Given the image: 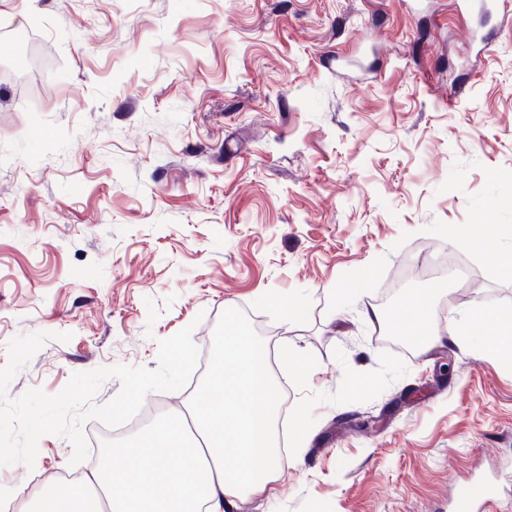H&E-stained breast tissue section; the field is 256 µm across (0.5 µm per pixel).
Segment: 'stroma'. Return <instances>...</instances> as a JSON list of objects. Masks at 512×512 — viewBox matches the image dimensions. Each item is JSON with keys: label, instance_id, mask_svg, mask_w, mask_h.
Masks as SVG:
<instances>
[{"label": "stroma", "instance_id": "35a3bbf8", "mask_svg": "<svg viewBox=\"0 0 512 512\" xmlns=\"http://www.w3.org/2000/svg\"><path fill=\"white\" fill-rule=\"evenodd\" d=\"M464 224L512 225V10L0 0V367L13 338L52 335L8 395L157 368L159 340L190 325L201 348L243 316L310 372L275 361L281 473L235 512H453L477 480L484 512H512V351L447 341L475 306L512 310V276ZM448 260L464 278L434 273ZM414 292L439 341L406 354L361 312ZM206 380L145 402L172 415ZM73 452L46 435L34 467L0 466V512L88 473Z\"/></svg>", "mask_w": 512, "mask_h": 512}]
</instances>
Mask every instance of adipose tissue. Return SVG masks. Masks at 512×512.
I'll return each instance as SVG.
<instances>
[{
	"label": "adipose tissue",
	"mask_w": 512,
	"mask_h": 512,
	"mask_svg": "<svg viewBox=\"0 0 512 512\" xmlns=\"http://www.w3.org/2000/svg\"><path fill=\"white\" fill-rule=\"evenodd\" d=\"M499 229L465 224L459 229L472 251L492 250L498 268L512 273V249H492ZM427 294L401 298L392 312L364 310L372 324L405 335L413 320L420 343L432 338ZM448 339L465 348L493 354L512 347V314L478 306L448 323ZM267 352L245 343L237 317H227L224 340L213 359L215 376L202 390L201 405L155 424L127 451L117 468L111 457L83 476L75 492L58 485L25 495L21 512H79L93 498L95 512H232L236 499L264 493L276 476L281 455L276 446V385L266 366Z\"/></svg>",
	"instance_id": "1"
}]
</instances>
